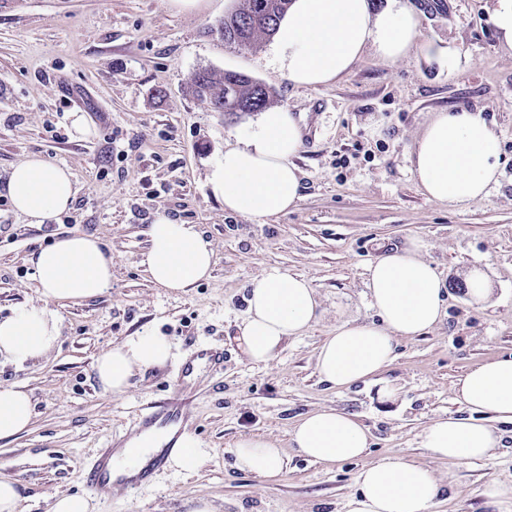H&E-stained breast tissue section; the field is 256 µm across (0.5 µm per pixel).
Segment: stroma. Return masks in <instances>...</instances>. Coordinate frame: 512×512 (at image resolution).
Listing matches in <instances>:
<instances>
[{"mask_svg": "<svg viewBox=\"0 0 512 512\" xmlns=\"http://www.w3.org/2000/svg\"><path fill=\"white\" fill-rule=\"evenodd\" d=\"M422 40L461 52L448 72L418 54L388 63L367 51L334 83L285 80L272 49L225 45L216 31L228 0H200L180 12L169 0H0V185L37 155L67 167L78 192L68 210L32 224L0 189V317L39 304L31 253L71 234L97 237L112 262V286L62 301L59 342L36 364L0 366V381L31 391L28 429L0 440V479L15 481L19 512H50L58 493L88 495L85 468L108 438L132 427L141 408L165 398L177 368L206 344L224 369L203 374L187 433L205 458L192 472L167 466L137 493L94 499L93 512H347L356 477L372 462L401 456L441 476L454 472L447 501L431 512H512L488 504L484 488L512 483V425L491 458L449 464L421 448L418 435L444 414L461 415L453 387L468 369L512 353V49L491 23L493 0H408ZM236 71L269 86L275 105L300 118L294 162L301 199L287 213L252 219L225 211L206 179L225 147L240 144L255 112L226 115L191 96L198 70ZM477 112L502 139V176L489 196L448 206L429 200L412 172L415 138L444 109ZM83 113L88 135L71 113ZM164 213L199 225L215 250L209 279L172 291L150 279L144 229ZM420 242L448 286L442 322L397 341L378 383L332 390L316 371V350L342 320L369 322L367 267L382 253ZM480 268L491 304L472 303L465 279ZM278 268L310 280L322 297L320 320L288 339L269 363L247 360L240 339L247 287ZM152 330L172 359L138 372L125 392L103 390L98 356ZM323 407L358 415L371 445L358 459L316 463L290 432ZM266 436L286 467L273 482L239 471L232 449Z\"/></svg>", "mask_w": 512, "mask_h": 512, "instance_id": "1", "label": "stroma"}]
</instances>
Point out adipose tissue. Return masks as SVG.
Masks as SVG:
<instances>
[{
  "mask_svg": "<svg viewBox=\"0 0 512 512\" xmlns=\"http://www.w3.org/2000/svg\"><path fill=\"white\" fill-rule=\"evenodd\" d=\"M419 17L407 0H388L372 12L369 0H292L274 35L280 69L297 86L332 83L348 73L366 48L395 61L411 49L444 70H455L461 56L446 43L420 41ZM500 139L479 115L442 111L426 125L411 151L412 172L427 198L456 205L485 198L499 182ZM302 147L298 120L286 108L264 110L242 144L225 148L212 166L207 185L226 211L254 219L288 212L300 200L301 182L293 159ZM13 207L31 223L43 224L66 210L75 194L70 171L31 156L16 164L5 185ZM144 262L154 283L182 289L208 279L215 262L212 243L198 225L158 214L145 230ZM42 303L23 305L0 319V360L23 367L52 352L60 337L51 304L86 299L112 283V262L97 238L75 234L29 258ZM366 286L376 323L344 321L316 354V369L329 386L372 380L394 359L395 340L432 331L444 315L446 283L424 258L419 244L388 252L367 269ZM240 330L250 362L273 360L283 343L301 335L322 313L316 288L299 276L272 269L255 278ZM171 357L166 337L147 330L102 353L97 378L106 390L125 391L136 372L162 367ZM458 401L472 416L433 420L420 444L437 457L467 462L493 455L499 445L497 423H512V355L480 362L455 386ZM33 402L15 383L0 384V440L29 426ZM291 441L308 458L333 463L357 459L369 446V433L354 414L330 407L304 415ZM235 465L263 479L284 468V452L270 439L243 437L234 446ZM451 482L401 457L366 465L356 479L348 512H430Z\"/></svg>",
  "mask_w": 512,
  "mask_h": 512,
  "instance_id": "obj_1",
  "label": "adipose tissue"
}]
</instances>
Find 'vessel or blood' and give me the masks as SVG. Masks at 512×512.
Here are the masks:
<instances>
[{
    "label": "vessel or blood",
    "instance_id": "1",
    "mask_svg": "<svg viewBox=\"0 0 512 512\" xmlns=\"http://www.w3.org/2000/svg\"><path fill=\"white\" fill-rule=\"evenodd\" d=\"M224 365L223 352L209 348L196 350L182 363L176 373L169 395L148 406L134 423L131 433L135 436L168 428L184 429L188 423V408L191 397V382L199 367L220 368ZM122 441H112L99 449L85 471V480L93 495L111 497L114 488L137 490L149 483L153 474L166 464L169 449L161 447L152 451L146 467L134 475L121 473L118 465V450Z\"/></svg>",
    "mask_w": 512,
    "mask_h": 512
}]
</instances>
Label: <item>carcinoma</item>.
I'll use <instances>...</instances> for the list:
<instances>
[{"mask_svg": "<svg viewBox=\"0 0 512 512\" xmlns=\"http://www.w3.org/2000/svg\"><path fill=\"white\" fill-rule=\"evenodd\" d=\"M291 0H240L234 12L225 16L218 32L229 46L254 47L262 37L274 34L278 21ZM188 92L207 100L217 112L234 115L258 112L273 103V92L261 82L238 72L218 77L208 69L197 71Z\"/></svg>", "mask_w": 512, "mask_h": 512, "instance_id": "obj_1", "label": "carcinoma"}]
</instances>
